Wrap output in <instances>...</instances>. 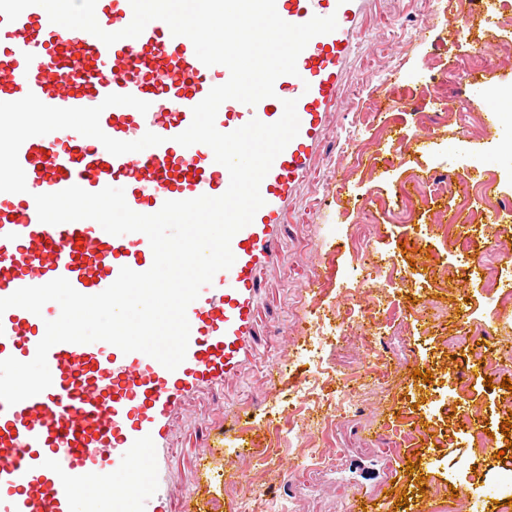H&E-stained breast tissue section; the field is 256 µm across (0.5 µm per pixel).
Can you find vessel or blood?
I'll use <instances>...</instances> for the list:
<instances>
[{
    "mask_svg": "<svg viewBox=\"0 0 512 512\" xmlns=\"http://www.w3.org/2000/svg\"><path fill=\"white\" fill-rule=\"evenodd\" d=\"M280 17L302 24L336 12V0H276ZM130 0H100L96 19L108 32L132 20ZM338 32L314 37L297 59V75L279 77L274 96L240 108L228 100L215 125L229 133L259 119L278 121L296 100L300 131L260 186L253 222L232 239L235 262L219 271L187 309L185 360L164 368L140 352L103 341L59 343L48 352L49 388L14 405L0 402V512H167L170 422L190 394L223 385L256 354L260 276L277 256L288 197L303 178L336 103ZM229 78L203 64L192 42L151 21L136 38L105 45L94 35L51 23L39 6L14 21L0 14V298L17 289L67 279L96 295L121 268L147 271V236H114L92 220L40 222L34 197L76 185L95 193L122 186L141 214L169 200L222 195L228 170L212 149L184 152L176 135L192 109ZM32 110L36 130L11 131L12 114ZM110 150H101V143ZM57 313L21 308L0 315V360L31 361Z\"/></svg>",
    "mask_w": 512,
    "mask_h": 512,
    "instance_id": "obj_1",
    "label": "vessel or blood"
}]
</instances>
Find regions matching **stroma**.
Returning <instances> with one entry per match:
<instances>
[{
  "mask_svg": "<svg viewBox=\"0 0 512 512\" xmlns=\"http://www.w3.org/2000/svg\"><path fill=\"white\" fill-rule=\"evenodd\" d=\"M352 19L350 43L340 67L337 104L328 112L307 174L288 198L285 240L274 263L261 273L264 303L259 313L261 347L223 389L189 397L173 419L168 487L169 512H182L190 492L213 499L214 512L225 501L242 502L237 483L247 474L264 491L254 512H358L360 492L387 493L388 503L406 493L415 501L411 475L421 476L428 491H445L459 481L461 461L476 465L472 476L482 484L500 483L503 459L483 456L449 432L448 416L428 415L424 401L438 389L458 391L460 414L495 421L512 411V391L500 378L485 381L474 360L502 361L512 347V303L488 300L483 283L471 280L445 288H425L416 298L385 279L362 292L351 271V247L358 210L345 199L370 207L388 237L375 246L406 265L418 251L433 257L453 252L456 230L439 226L437 217L402 224L386 202L411 175L458 182L482 178L486 194H473V245L494 258L512 252V219L492 218L491 204L512 202V113H499L489 87L512 89V7L506 26L482 25L479 40L488 61L477 78L450 87L439 101L427 81L458 73L472 62L473 42L453 37L467 20L459 0H347ZM470 113L461 123L459 112ZM382 300L395 314L363 330L353 316L339 345L326 346L323 358H305L300 349L318 315L364 308ZM439 306L434 328L412 316L415 303ZM368 333L377 357L387 366L382 386H362L352 406L337 408L330 377L356 380L368 358L359 336ZM286 373H271L280 354ZM429 371L431 381L413 378ZM223 425L228 444L236 436L259 437L257 451L237 458L230 447L212 463L208 478L195 484L198 455ZM416 455L419 466L408 469ZM333 458L335 466L321 465Z\"/></svg>",
  "mask_w": 512,
  "mask_h": 512,
  "instance_id": "obj_1",
  "label": "stroma"
}]
</instances>
